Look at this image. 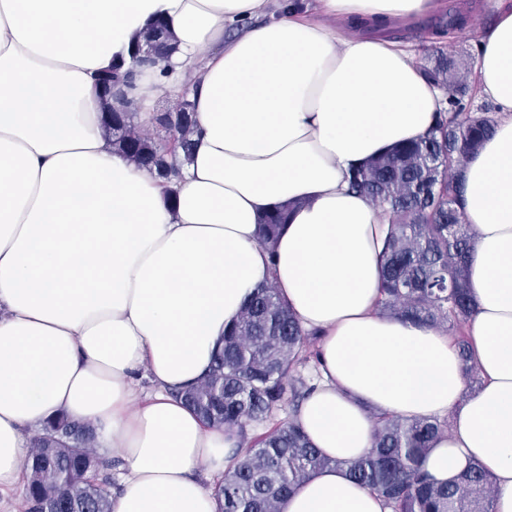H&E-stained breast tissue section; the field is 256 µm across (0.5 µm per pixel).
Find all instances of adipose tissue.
<instances>
[{"mask_svg":"<svg viewBox=\"0 0 512 512\" xmlns=\"http://www.w3.org/2000/svg\"><path fill=\"white\" fill-rule=\"evenodd\" d=\"M439 7L0 0V492L25 475L29 435L65 412L124 462L112 512H218L212 482L240 438L173 392L207 374L225 326L271 283L319 335L320 379L297 421L331 460L281 512H392L347 469L372 448L378 414L447 419L428 473L450 482L479 464L492 512H512V0L478 45L496 132L461 175L477 390L447 332L380 314L392 225L347 185L445 108L386 33ZM159 20L166 57L133 66L134 89L103 103L97 76L133 65L132 43ZM183 95L196 127L178 176L114 148L105 108L148 127L157 98ZM280 207L286 224L265 246L259 224Z\"/></svg>","mask_w":512,"mask_h":512,"instance_id":"1","label":"adipose tissue"}]
</instances>
